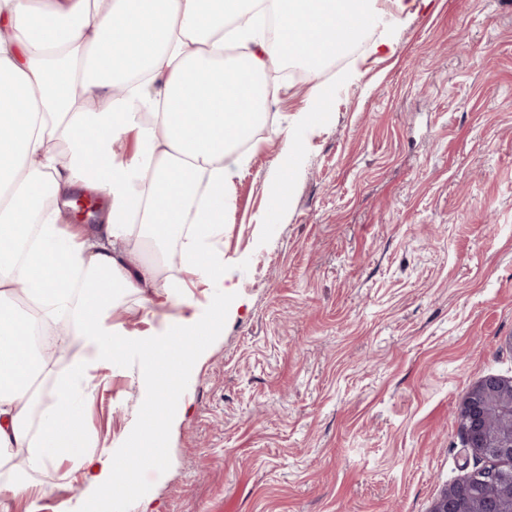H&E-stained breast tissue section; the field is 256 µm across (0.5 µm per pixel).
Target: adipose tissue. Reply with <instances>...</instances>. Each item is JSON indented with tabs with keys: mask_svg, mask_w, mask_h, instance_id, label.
Returning a JSON list of instances; mask_svg holds the SVG:
<instances>
[{
	"mask_svg": "<svg viewBox=\"0 0 512 512\" xmlns=\"http://www.w3.org/2000/svg\"><path fill=\"white\" fill-rule=\"evenodd\" d=\"M278 15L279 47L260 21L263 2ZM0 0V469L11 451L23 467L0 482V505L49 488L29 475L66 457L86 490L79 512H117L119 490L155 460L149 440L178 428L187 393L236 299V260L213 244L223 230L228 188L248 162L242 142L264 121L267 72L284 60L318 69L345 53L373 18L404 14L408 0ZM128 142V158L116 142ZM67 145V162L56 147ZM89 193L98 224H62L44 197L62 207ZM157 252L181 245L184 269L222 283L207 306L161 288L153 261L122 247L132 232ZM44 324L66 322L59 342L71 349L52 391L39 353L19 341L23 322L9 307L16 279ZM138 294L147 314L172 305L161 330L131 340L113 323L114 295ZM138 343L141 410L127 439L87 448L81 393L92 366ZM40 411V429L31 413Z\"/></svg>",
	"mask_w": 512,
	"mask_h": 512,
	"instance_id": "obj_1",
	"label": "adipose tissue"
}]
</instances>
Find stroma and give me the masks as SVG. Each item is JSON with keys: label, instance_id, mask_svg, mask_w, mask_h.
I'll return each instance as SVG.
<instances>
[{"label": "stroma", "instance_id": "stroma-1", "mask_svg": "<svg viewBox=\"0 0 512 512\" xmlns=\"http://www.w3.org/2000/svg\"><path fill=\"white\" fill-rule=\"evenodd\" d=\"M383 36L394 55L373 52ZM272 81L218 240L242 304L141 482L153 512H428L476 466L466 391L512 378V0H432ZM320 81L332 106L266 222L277 131ZM112 304L129 334L157 328L140 296ZM139 361L133 345L93 369L91 451L139 413ZM75 471L34 475L51 489L39 512L77 503Z\"/></svg>", "mask_w": 512, "mask_h": 512}]
</instances>
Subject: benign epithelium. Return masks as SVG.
<instances>
[{
  "label": "benign epithelium",
  "mask_w": 512,
  "mask_h": 512,
  "mask_svg": "<svg viewBox=\"0 0 512 512\" xmlns=\"http://www.w3.org/2000/svg\"><path fill=\"white\" fill-rule=\"evenodd\" d=\"M493 414L509 419V424L490 430ZM458 419L464 434V451L478 458H502L509 461L508 469L476 471L466 481L448 485L434 501L430 512H454L460 498L469 501L470 512H512V496H500L498 487L512 485V379L487 376L469 388L458 409Z\"/></svg>",
  "instance_id": "1"
}]
</instances>
